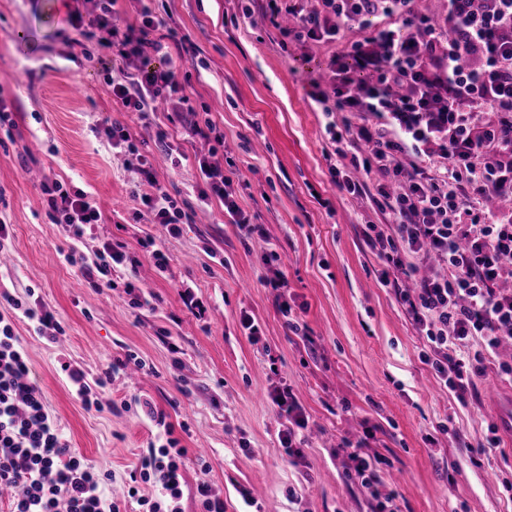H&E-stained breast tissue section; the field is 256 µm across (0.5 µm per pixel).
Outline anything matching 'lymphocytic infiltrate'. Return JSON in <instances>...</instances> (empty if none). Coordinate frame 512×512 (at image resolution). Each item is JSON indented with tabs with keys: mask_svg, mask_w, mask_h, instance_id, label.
<instances>
[{
	"mask_svg": "<svg viewBox=\"0 0 512 512\" xmlns=\"http://www.w3.org/2000/svg\"><path fill=\"white\" fill-rule=\"evenodd\" d=\"M412 2L320 0V9L307 13L298 0H267L265 16L273 24L283 15L296 18V27L281 34L299 45L336 40L366 16L401 18V27L377 29L327 63L336 107L351 115L343 124L326 126L337 160L330 174L355 197L367 190L366 175L378 176V192L395 217L396 231L374 227L367 238L390 267L409 274L417 258L437 261L416 295H403L402 301L426 340L427 363L462 400L485 375L501 337L512 335V292L501 289L512 282V218L481 204L491 193L512 197V0H448L450 37L431 27L427 17H415ZM112 6L113 0H100V12L83 36L136 65L137 76L113 82V97L143 118L157 98L185 103L178 67L165 49L175 30L146 4L138 25L122 26ZM416 22L427 32L421 43L404 32ZM397 86L405 89L398 97ZM478 112L485 120L477 126ZM355 116L373 117L374 123L352 124ZM357 140L371 144L370 156L352 152ZM432 143L438 146L437 170L404 163L408 150ZM353 170L364 171V179L350 178ZM199 178L202 198L218 199L230 223L258 232L219 165L201 159ZM42 191L49 215L66 225L73 239L99 223L101 214L86 192L58 181ZM0 299L10 307L9 313L0 312V485L15 490L10 512H122V502L106 492L111 474L69 448L48 414L12 314L21 312L50 342L61 332L60 323L41 305L9 291L1 290ZM139 406L163 426L164 436L130 472L128 496L138 512H180L186 451L150 400ZM144 485L152 494L141 493Z\"/></svg>",
	"mask_w": 512,
	"mask_h": 512,
	"instance_id": "obj_1",
	"label": "lymphocytic infiltrate"
}]
</instances>
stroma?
<instances>
[{"label": "stroma", "instance_id": "35a3bbf8", "mask_svg": "<svg viewBox=\"0 0 512 512\" xmlns=\"http://www.w3.org/2000/svg\"><path fill=\"white\" fill-rule=\"evenodd\" d=\"M191 53L180 79L181 113L159 100L148 118L112 97L126 67L102 69L96 42L61 33L90 22L96 0H0V100L13 122L0 128V290L33 296L61 323L55 342L32 322L15 329L49 413L71 448L112 474L122 498L129 473L161 432L128 403L150 397L187 448L181 512H201L199 480L223 497L224 512H378L352 476L351 454L370 458L381 494L397 512H512V434L500 427L499 400L512 379L488 368L466 402L436 378L400 293L429 273L387 270L366 236L393 230V216L369 180L354 197L330 175L328 118L311 97L326 83L337 47L384 24L369 17L337 42H285L264 16V0H153ZM211 119L223 141L191 136ZM129 133L154 171L140 181L107 128ZM169 131L167 147L158 128ZM208 158L232 180L239 206L262 225L246 235L215 200H200L197 161ZM60 180L86 192L103 214L81 241L49 216L41 191ZM163 187L191 216L178 235L153 221L142 203ZM122 244L111 287H93L71 252L94 260ZM162 250L166 268L152 253ZM277 268L305 335L293 333L266 283ZM192 288L195 316L180 291ZM149 307L132 308L135 297ZM261 327L249 340L242 315ZM134 352L140 366L115 374L97 396L113 412L86 411L61 372L68 362L96 380L113 359ZM290 388L306 425L302 455L280 445L288 421L272 402ZM499 445L486 447L489 434Z\"/></svg>", "mask_w": 512, "mask_h": 512}]
</instances>
